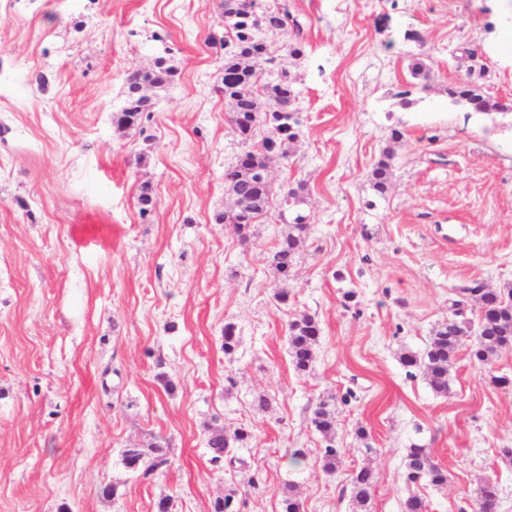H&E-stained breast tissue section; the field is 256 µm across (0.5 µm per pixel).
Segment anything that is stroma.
I'll use <instances>...</instances> for the list:
<instances>
[{
  "label": "stroma",
  "mask_w": 512,
  "mask_h": 512,
  "mask_svg": "<svg viewBox=\"0 0 512 512\" xmlns=\"http://www.w3.org/2000/svg\"><path fill=\"white\" fill-rule=\"evenodd\" d=\"M288 7L304 52L288 55L293 32L269 35V68L295 83L298 138L244 243L215 220L243 150L224 51L208 42L224 33V0H0V512H156L163 497L173 512H211L231 489L241 512H280L289 484L303 512H353L349 476L363 466L370 512H400L413 493L429 512H476L486 478L512 512L498 454L512 448V386L491 382L512 378V350L481 370L460 349L445 395L400 362L426 348L461 288L512 284V112L447 95L474 49L487 67L478 85L512 100V0ZM162 53L173 82L150 90L141 126L117 129L127 72ZM419 59L434 70L424 95L412 91ZM387 148L381 194L371 171ZM291 189L300 201L286 202ZM299 213L307 227L284 277L266 257ZM303 314L321 336L300 373L287 339ZM322 400L344 452L332 474L311 422ZM241 426L254 435L235 451L248 468L213 467L207 428ZM155 441L170 463L139 478L122 452ZM416 444L447 486L406 483Z\"/></svg>",
  "instance_id": "obj_1"
}]
</instances>
